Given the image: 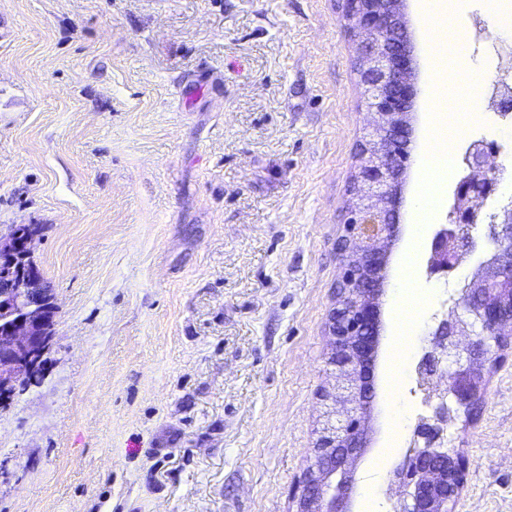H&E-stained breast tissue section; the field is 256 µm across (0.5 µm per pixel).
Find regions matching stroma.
I'll return each instance as SVG.
<instances>
[{"instance_id":"obj_1","label":"stroma","mask_w":512,"mask_h":512,"mask_svg":"<svg viewBox=\"0 0 512 512\" xmlns=\"http://www.w3.org/2000/svg\"><path fill=\"white\" fill-rule=\"evenodd\" d=\"M341 0H0V230L42 228L34 259L57 298L41 382L0 410V512H293L322 420L326 333L359 150L372 117ZM422 89L412 155L431 142L430 44L408 0ZM452 146L483 139L512 168V125L488 132L495 74L463 59ZM412 166L390 249L353 512L423 410L431 326L477 272L412 248ZM418 308L397 296L402 270ZM457 512H512V347L459 417Z\"/></svg>"}]
</instances>
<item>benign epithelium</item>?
Returning <instances> with one entry per match:
<instances>
[{
	"instance_id": "7a95c632",
	"label": "benign epithelium",
	"mask_w": 512,
	"mask_h": 512,
	"mask_svg": "<svg viewBox=\"0 0 512 512\" xmlns=\"http://www.w3.org/2000/svg\"><path fill=\"white\" fill-rule=\"evenodd\" d=\"M393 0L387 11L365 0H343L345 17L361 38L359 82L379 130V144L360 148L342 235L340 288L327 321L331 348L327 370L335 385L323 400L331 403L314 448V462L295 493V512H350L348 492L354 480L350 462L366 434L365 415L373 398L366 380L381 331L380 299L387 245L397 236L399 207L408 168L397 147L413 134L412 111L419 93L418 61L405 11ZM491 103L512 110V88H495ZM496 145L472 142L463 157L462 176L453 192L451 220L437 224L427 247V272L446 274L478 246L477 214L496 193L503 167L489 166ZM485 260L463 285L451 316L433 327L417 364L425 412L403 459L390 472L395 490L391 512H452L464 485L463 453L449 447L448 431L460 412L475 410L486 390L491 351L512 337V210L490 213ZM39 235L16 227L0 234V265L8 270L0 297L14 317L0 323V398L26 391L45 373L57 343L55 299L40 297L43 276L30 262ZM468 336L465 348L458 338ZM444 377L442 386L434 378Z\"/></svg>"
}]
</instances>
